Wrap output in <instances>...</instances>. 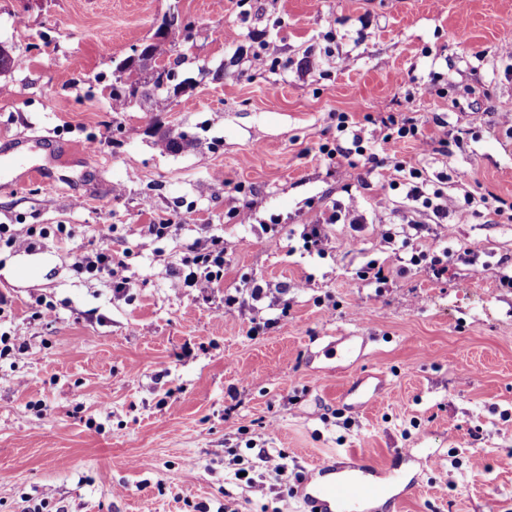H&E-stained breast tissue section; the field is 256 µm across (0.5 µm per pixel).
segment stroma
I'll return each mask as SVG.
<instances>
[{
	"mask_svg": "<svg viewBox=\"0 0 512 512\" xmlns=\"http://www.w3.org/2000/svg\"><path fill=\"white\" fill-rule=\"evenodd\" d=\"M173 7L200 25L184 93L113 111L116 63ZM511 36L512 0H0L20 60L0 76V225L47 232L0 244V335L27 348L0 358V512H302V472L352 456L396 469L402 512H512V215L464 207L512 203ZM343 114L385 160L369 185L321 152ZM407 115L422 141H385ZM157 122L190 146L161 150ZM22 133L54 147L15 163ZM414 157L446 223L406 197L394 164ZM39 163L52 180L24 177ZM334 209L307 250L304 224ZM173 214L176 234L143 232ZM380 219L424 230L397 252ZM60 224L110 248L131 288L78 273ZM214 236L224 285L205 297L181 258ZM442 253L455 262L435 279ZM400 257L388 284L364 279ZM255 283L261 299L225 306ZM264 448L285 453L282 479Z\"/></svg>",
	"mask_w": 512,
	"mask_h": 512,
	"instance_id": "1",
	"label": "stroma"
}]
</instances>
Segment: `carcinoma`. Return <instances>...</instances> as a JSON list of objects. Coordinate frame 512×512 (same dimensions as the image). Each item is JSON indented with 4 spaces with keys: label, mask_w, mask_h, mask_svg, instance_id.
Masks as SVG:
<instances>
[{
    "label": "carcinoma",
    "mask_w": 512,
    "mask_h": 512,
    "mask_svg": "<svg viewBox=\"0 0 512 512\" xmlns=\"http://www.w3.org/2000/svg\"><path fill=\"white\" fill-rule=\"evenodd\" d=\"M155 38L168 40L172 43L189 41V37L179 23L178 18L171 14L162 19ZM186 57L179 54L174 63L160 59L158 46L154 42L141 44L137 58L126 57L121 60L112 72L111 99L120 105V111H125L130 105L138 104L149 112H162L173 102L169 93L170 79L175 75V68L185 63ZM158 144L168 150L180 148L178 141L184 135H173L166 128L158 126L154 129Z\"/></svg>",
    "instance_id": "carcinoma-1"
}]
</instances>
